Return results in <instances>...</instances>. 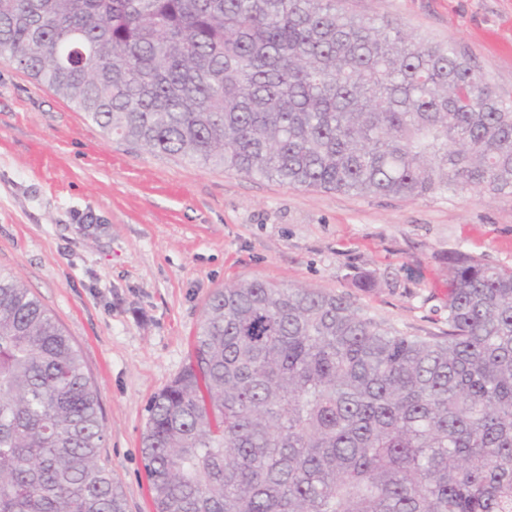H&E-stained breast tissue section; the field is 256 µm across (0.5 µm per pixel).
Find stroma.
I'll return each mask as SVG.
<instances>
[{
  "label": "stroma",
  "mask_w": 512,
  "mask_h": 512,
  "mask_svg": "<svg viewBox=\"0 0 512 512\" xmlns=\"http://www.w3.org/2000/svg\"><path fill=\"white\" fill-rule=\"evenodd\" d=\"M342 5L453 43L512 100V0ZM458 250L511 268L512 197L341 194L149 152L0 58V271L20 277L80 350L125 512H154L148 404L188 363L216 289L303 285L408 335L441 336ZM367 273L370 289L358 285Z\"/></svg>",
  "instance_id": "1"
}]
</instances>
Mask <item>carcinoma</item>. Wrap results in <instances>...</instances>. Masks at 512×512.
<instances>
[{"instance_id": "cac0c4a2", "label": "carcinoma", "mask_w": 512, "mask_h": 512, "mask_svg": "<svg viewBox=\"0 0 512 512\" xmlns=\"http://www.w3.org/2000/svg\"><path fill=\"white\" fill-rule=\"evenodd\" d=\"M0 56L108 135L252 178L512 196V100L341 0H0ZM155 512H512V269L448 255V333L252 280L148 407ZM80 350L0 272V512H125Z\"/></svg>"}]
</instances>
